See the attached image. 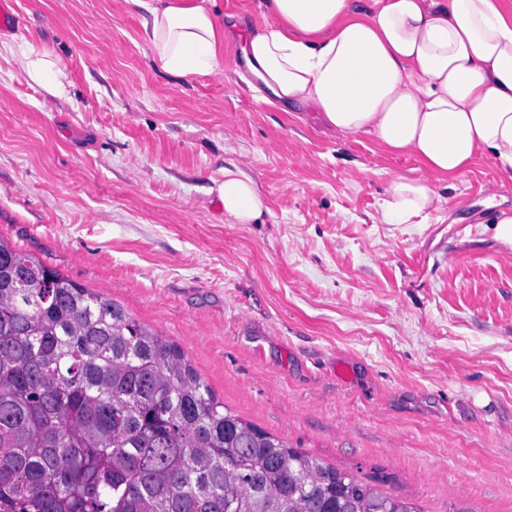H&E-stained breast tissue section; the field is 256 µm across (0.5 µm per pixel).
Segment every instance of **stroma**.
Returning a JSON list of instances; mask_svg holds the SVG:
<instances>
[{"instance_id": "35a3bbf8", "label": "stroma", "mask_w": 512, "mask_h": 512, "mask_svg": "<svg viewBox=\"0 0 512 512\" xmlns=\"http://www.w3.org/2000/svg\"><path fill=\"white\" fill-rule=\"evenodd\" d=\"M0 29V238L184 351L242 419L424 512H512V178L480 161L422 224H384L418 163L257 102L237 43L158 70L128 0H15ZM67 74L49 100L15 58ZM242 165L268 207L225 218ZM17 67L27 80L54 98L66 96L65 71L60 60L41 43L27 42L16 56Z\"/></svg>"}]
</instances>
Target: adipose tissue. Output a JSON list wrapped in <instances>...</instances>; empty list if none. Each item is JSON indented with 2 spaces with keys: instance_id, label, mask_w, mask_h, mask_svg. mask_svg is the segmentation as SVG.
Instances as JSON below:
<instances>
[{
  "instance_id": "1",
  "label": "adipose tissue",
  "mask_w": 512,
  "mask_h": 512,
  "mask_svg": "<svg viewBox=\"0 0 512 512\" xmlns=\"http://www.w3.org/2000/svg\"><path fill=\"white\" fill-rule=\"evenodd\" d=\"M129 2L144 11L163 72L212 74L225 42L241 40L258 102L315 112L337 134H367L386 153L414 158L423 174L392 176L382 223H422L479 159L512 177V0H263L248 31L216 0ZM16 63L65 97L66 73L44 45L26 43ZM218 197L235 224L259 222L267 209L237 167L225 169Z\"/></svg>"
}]
</instances>
